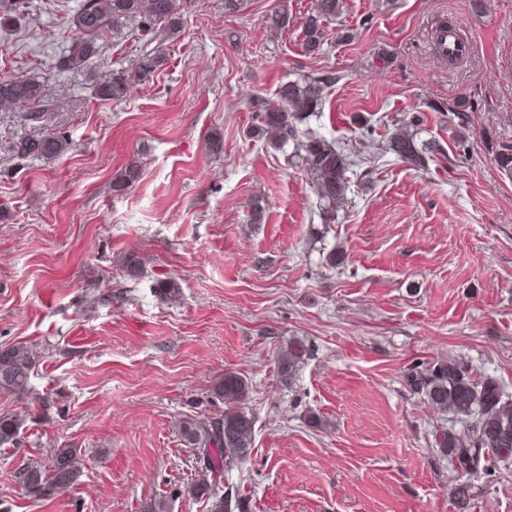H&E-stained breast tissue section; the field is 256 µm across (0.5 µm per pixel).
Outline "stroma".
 Returning <instances> with one entry per match:
<instances>
[{"mask_svg": "<svg viewBox=\"0 0 512 512\" xmlns=\"http://www.w3.org/2000/svg\"><path fill=\"white\" fill-rule=\"evenodd\" d=\"M482 2L346 0L309 55L313 0H247L234 15L190 0L172 38H104L75 74L58 60L81 0H0L17 17L0 30V75L39 80L50 127L71 141L57 159L16 158L26 128L0 110V344L39 355L32 395L0 394V414L24 420L0 447V512H206L189 493L204 466L176 422L213 413L208 390L227 371L250 385L255 440L215 489L239 491L247 512H453L456 475L430 444L444 417L403 376L449 357L512 395V176L491 149L512 143V0ZM283 4L291 22L277 31ZM442 20L473 40L467 58L434 53ZM148 54L160 57L149 82L97 98ZM328 75L303 131L379 140L415 120L440 146L422 168L390 153L377 170L352 166L332 224L294 146L257 138L246 104ZM463 99L475 107L462 145L448 106ZM133 163L139 181L114 191ZM335 248L345 261L332 267ZM166 279L176 298L160 294ZM295 338L310 354L288 388L275 362ZM68 447L80 484L32 502L18 469Z\"/></svg>", "mask_w": 512, "mask_h": 512, "instance_id": "35a3bbf8", "label": "stroma"}]
</instances>
